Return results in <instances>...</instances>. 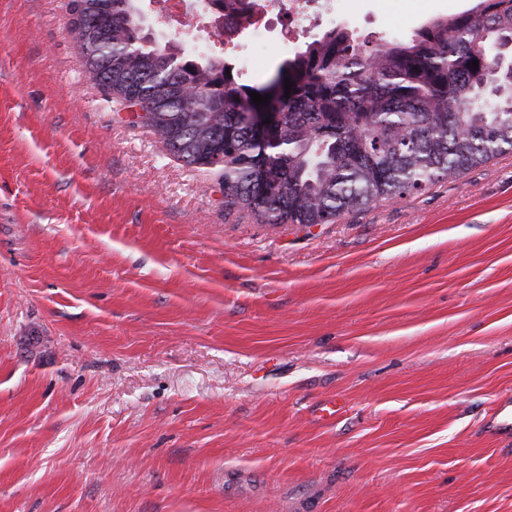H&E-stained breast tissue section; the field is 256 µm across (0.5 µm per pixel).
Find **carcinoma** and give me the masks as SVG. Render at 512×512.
Returning <instances> with one entry per match:
<instances>
[{"label": "carcinoma", "instance_id": "cac0c4a2", "mask_svg": "<svg viewBox=\"0 0 512 512\" xmlns=\"http://www.w3.org/2000/svg\"><path fill=\"white\" fill-rule=\"evenodd\" d=\"M472 2L402 36L329 28L260 86L227 51L190 56L142 34L140 0H69L68 11L102 93L140 109L170 152L210 171L224 209L305 225L456 179L512 150V0ZM251 91L270 100L257 106ZM247 112L271 113L273 137L251 129Z\"/></svg>", "mask_w": 512, "mask_h": 512}]
</instances>
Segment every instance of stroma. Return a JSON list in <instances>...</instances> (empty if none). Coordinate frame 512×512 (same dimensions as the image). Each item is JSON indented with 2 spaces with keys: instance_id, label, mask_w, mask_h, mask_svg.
Masks as SVG:
<instances>
[{
  "instance_id": "obj_1",
  "label": "stroma",
  "mask_w": 512,
  "mask_h": 512,
  "mask_svg": "<svg viewBox=\"0 0 512 512\" xmlns=\"http://www.w3.org/2000/svg\"><path fill=\"white\" fill-rule=\"evenodd\" d=\"M65 3L0 0V512H512V151L263 224L104 98Z\"/></svg>"
}]
</instances>
